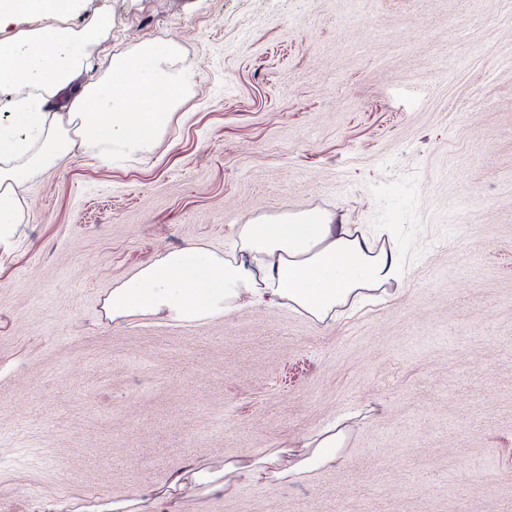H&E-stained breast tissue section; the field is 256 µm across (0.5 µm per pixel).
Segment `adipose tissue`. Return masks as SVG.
Instances as JSON below:
<instances>
[{"mask_svg": "<svg viewBox=\"0 0 512 512\" xmlns=\"http://www.w3.org/2000/svg\"><path fill=\"white\" fill-rule=\"evenodd\" d=\"M73 8L74 0H0V27L32 14L54 22L0 44V94L12 97L0 124V245L25 222L22 190L33 177L65 166L79 150L109 159L156 148L192 77L178 43L143 41L114 53L99 80L83 82L111 23L93 16L82 27L66 25ZM402 275L394 252L359 228L321 210L286 211L240 225L225 253L197 244L168 251L114 287L105 310L115 323L160 314L194 323L229 314L247 299L326 323L338 308L368 303ZM344 438L343 427L333 426L289 463L271 451L261 470L296 479L334 463Z\"/></svg>", "mask_w": 512, "mask_h": 512, "instance_id": "1", "label": "adipose tissue"}]
</instances>
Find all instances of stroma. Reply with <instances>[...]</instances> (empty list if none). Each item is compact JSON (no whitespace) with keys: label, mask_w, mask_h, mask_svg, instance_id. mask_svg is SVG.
<instances>
[{"label":"stroma","mask_w":512,"mask_h":512,"mask_svg":"<svg viewBox=\"0 0 512 512\" xmlns=\"http://www.w3.org/2000/svg\"><path fill=\"white\" fill-rule=\"evenodd\" d=\"M196 76L160 146L24 189L0 245V512H85L347 426L293 481L148 512H512V0H77ZM377 233L404 279L325 324L243 304L110 321L168 250L261 214Z\"/></svg>","instance_id":"stroma-1"}]
</instances>
